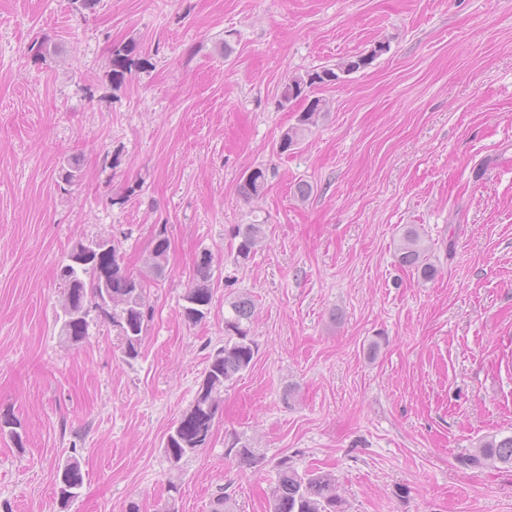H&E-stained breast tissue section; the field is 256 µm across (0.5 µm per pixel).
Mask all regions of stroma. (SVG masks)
Returning <instances> with one entry per match:
<instances>
[{
  "label": "stroma",
  "mask_w": 512,
  "mask_h": 512,
  "mask_svg": "<svg viewBox=\"0 0 512 512\" xmlns=\"http://www.w3.org/2000/svg\"><path fill=\"white\" fill-rule=\"evenodd\" d=\"M43 37L57 52L41 63L26 49ZM129 40L145 60L116 85L110 48ZM380 42L279 153L301 109L277 105L288 75ZM258 166L266 192L244 199ZM235 224L265 231L243 263ZM407 224L432 279L397 261ZM161 231L139 356L95 308L87 338L62 343L73 247L112 241L144 275ZM205 250L213 300L191 324ZM242 293L258 352L207 445L171 466L166 436ZM0 413L24 430L20 448L0 433V512H161L172 481L176 512H210L221 492L226 512H268L285 455L332 471L348 512H512V467L460 462L512 434V0H0ZM236 436L260 465L229 456ZM73 455L83 484L64 508L57 468ZM267 169L257 167L244 175L239 184V192L246 199H256L265 193L267 188ZM169 241L164 232H159L150 241L145 263L153 280L162 278L168 264ZM213 257L209 251H203L193 264L192 285L183 296L185 305L183 315L189 323L203 319L213 299L212 285Z\"/></svg>",
  "instance_id": "35a3bbf8"
}]
</instances>
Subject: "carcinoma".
<instances>
[{"mask_svg":"<svg viewBox=\"0 0 512 512\" xmlns=\"http://www.w3.org/2000/svg\"><path fill=\"white\" fill-rule=\"evenodd\" d=\"M56 52V47L46 41H34L27 53L36 60H45ZM142 54V47L134 40L112 46V81L119 82L130 70L134 58ZM376 50L341 59L334 65L322 66L303 74H291L281 85L279 105L283 108L300 101L303 109L295 125L281 135L279 150L287 152L304 136L305 131L317 125L324 112L328 111L324 98L316 91L336 84L342 75L368 67ZM267 169L257 167L244 175L239 192L246 199H256L267 188ZM235 247L236 260H249L263 238L260 224H236L230 230ZM169 241L165 233L156 234L150 241L145 263L153 279L161 278L168 264ZM400 266L416 271L422 278L434 276L436 269L429 261V248L414 224L403 229L397 248ZM120 253L112 245L105 250L91 252L87 264L73 267L61 265L58 280L65 286L66 311H77L81 316L65 321L59 326L58 336L64 343H79L88 336L89 322L87 300H95L101 294L102 285L112 290V306L99 309L112 322L116 338L123 345L128 358L138 355V347L144 333L148 304L147 279L135 275L122 266ZM212 254L204 251L194 261L192 285L183 296V315L194 324L203 319L213 299L211 287ZM229 314L224 317V335L231 337L224 348L212 356L211 363L198 389L191 408L178 424L169 431L164 444V453L172 465H177L186 455L205 446L211 435L217 416L224 386L254 360L257 346L249 337L255 303L252 298L238 296L228 302ZM230 451L242 465H257L259 457L250 444L239 439L230 445ZM467 466H494L502 464L512 467V435L498 439L494 436L484 440L475 453L461 457ZM58 489L61 502L67 503L82 486L81 462L71 457L58 471ZM270 512H348L346 502L336 493V477L323 470H298L288 457L281 458L275 466V478L271 486Z\"/></svg>","mask_w":512,"mask_h":512,"instance_id":"1","label":"carcinoma"}]
</instances>
